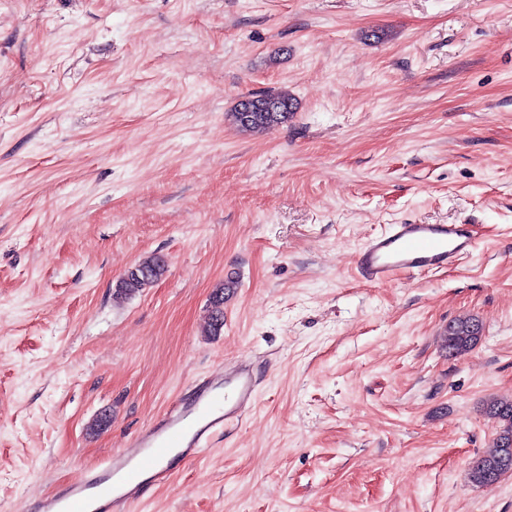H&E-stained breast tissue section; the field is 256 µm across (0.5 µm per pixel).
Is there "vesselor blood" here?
<instances>
[{
    "label": "vessel or blood",
    "mask_w": 512,
    "mask_h": 512,
    "mask_svg": "<svg viewBox=\"0 0 512 512\" xmlns=\"http://www.w3.org/2000/svg\"><path fill=\"white\" fill-rule=\"evenodd\" d=\"M475 248L465 224H390L363 245L354 265L365 281L383 285L402 274L457 265ZM255 393L256 375L247 362L202 380L103 468L41 498L39 512H130L152 486L169 479L177 462L199 457L213 434L250 412Z\"/></svg>",
    "instance_id": "obj_1"
}]
</instances>
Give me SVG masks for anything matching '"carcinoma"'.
Returning <instances> with one entry per match:
<instances>
[{
  "label": "carcinoma",
  "instance_id": "obj_1",
  "mask_svg": "<svg viewBox=\"0 0 512 512\" xmlns=\"http://www.w3.org/2000/svg\"><path fill=\"white\" fill-rule=\"evenodd\" d=\"M268 103L245 114L238 101L225 114L233 126L248 132H260L288 123L296 110L294 98L283 90H264L256 94ZM136 271L126 272L117 281L115 293L132 296L156 282L165 271L166 262L152 255L134 264ZM236 288V282L226 280L219 284L210 298L209 328L215 335L224 327V299ZM481 324L471 317H460L448 324L443 342L449 355L473 348L480 339ZM490 418L497 423V437L492 451L478 458L470 470L471 482L480 487H491L512 472V401H493L487 407Z\"/></svg>",
  "mask_w": 512,
  "mask_h": 512
}]
</instances>
